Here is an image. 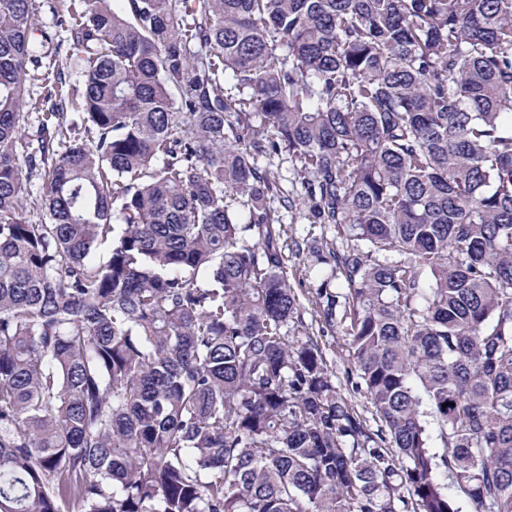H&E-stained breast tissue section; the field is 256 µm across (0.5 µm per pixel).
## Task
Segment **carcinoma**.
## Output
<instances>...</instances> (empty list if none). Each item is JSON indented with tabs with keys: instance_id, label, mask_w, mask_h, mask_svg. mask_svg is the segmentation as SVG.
<instances>
[{
	"instance_id": "obj_1",
	"label": "carcinoma",
	"mask_w": 512,
	"mask_h": 512,
	"mask_svg": "<svg viewBox=\"0 0 512 512\" xmlns=\"http://www.w3.org/2000/svg\"><path fill=\"white\" fill-rule=\"evenodd\" d=\"M76 2L78 102L0 0V512H512V0ZM49 59H43V64L41 67H33L29 66L27 72V80H26V107H24L23 112H33L29 113V127H33L37 124L36 116L34 112H43L41 109H46L48 105L44 104L43 97L46 93V89H43L47 81H44L46 77L45 73L47 72ZM43 103L44 105H41ZM35 104V105H34ZM37 107V110L34 107ZM288 160L287 153L283 152L279 156L272 157L270 161L261 158L259 162L260 165L268 167L274 173L285 193L292 191V183L294 184L296 181L292 164ZM274 207L278 209L280 222L288 229L289 236L292 234L293 237L297 238L299 241L308 238V240L311 241L312 235L309 234L308 236L310 224L306 216L307 209L303 205L296 202V206H293L292 209H285L280 207L279 203L276 201ZM293 269L292 284L298 292L305 293L308 288H315L326 277L330 278L328 268L315 263V258L307 250L297 258H292L290 263ZM306 312L304 313V319L308 324L312 323L313 330L315 334L321 335L319 333V329L324 327V337L322 338L326 345V355L329 361V364L333 366L336 370V385H340L341 392L344 393L349 399H351L352 403L356 406L359 411L364 409L365 416L371 421L372 425H375L372 420L371 413L366 411V407H368L366 400L363 394H354L351 391L350 386H346L345 378L343 377L344 369L349 365V353L348 347L346 345V337L343 335V330L340 326L335 325L332 328L325 326L324 323L321 322L320 318L316 315L313 310H310L311 306L306 304ZM326 327V328H325Z\"/></svg>"
}]
</instances>
